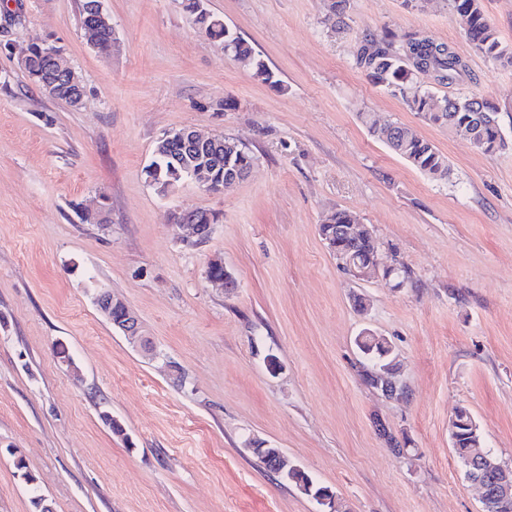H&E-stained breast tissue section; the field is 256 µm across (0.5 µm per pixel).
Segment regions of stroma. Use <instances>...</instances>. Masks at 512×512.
I'll return each mask as SVG.
<instances>
[{"label": "stroma", "instance_id": "obj_1", "mask_svg": "<svg viewBox=\"0 0 512 512\" xmlns=\"http://www.w3.org/2000/svg\"><path fill=\"white\" fill-rule=\"evenodd\" d=\"M329 4L207 0L277 87L202 33L182 0H105L108 54L87 40L80 0L0 7V512H33L18 455L54 512H321L246 450L251 438L345 512H481L452 448L459 407L512 465V67L467 40L451 0H348L337 25ZM385 30L451 46L472 79L414 82L498 101L505 148L483 153L358 69L363 37ZM33 36L51 37L81 75L79 107L21 70ZM363 112L418 131L451 179L412 167ZM184 126L243 144L257 158L247 178L221 195L151 182L156 141ZM101 204L107 226L79 219ZM185 209L219 216L194 247L172 222ZM339 209L412 284L337 267L319 226ZM215 258L236 288L208 280ZM98 286L134 309L161 360L100 315ZM365 329L392 342L404 396L360 380L353 339ZM380 422L412 439L408 455L387 448Z\"/></svg>", "mask_w": 512, "mask_h": 512}]
</instances>
